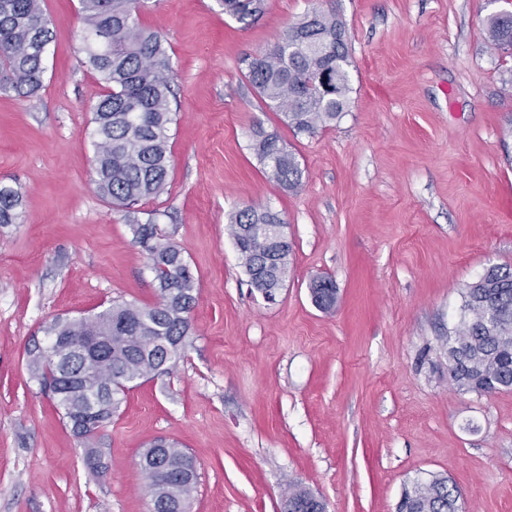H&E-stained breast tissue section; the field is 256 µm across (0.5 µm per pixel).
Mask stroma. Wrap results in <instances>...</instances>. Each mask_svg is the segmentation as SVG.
<instances>
[{"label":"stroma","instance_id":"35a3bbf8","mask_svg":"<svg viewBox=\"0 0 512 512\" xmlns=\"http://www.w3.org/2000/svg\"><path fill=\"white\" fill-rule=\"evenodd\" d=\"M335 11L348 106L294 134L242 75L312 7ZM53 31L37 97L0 94V512H150L142 452L158 439L197 464L191 512H282L288 487L326 512H397L438 475L466 512H512V390L478 396L448 374L461 293L512 266V56L490 16L512 0H266L241 23L218 0H144L176 73L161 241L181 249L198 302L184 353L134 383L97 434L103 470L31 378L52 320L158 288L125 214L96 189L93 109L106 88L83 51L79 0H44ZM276 133L303 171L275 185L251 130ZM277 211L292 244L275 302L249 284L229 213ZM338 291L332 312L313 279ZM21 205L18 189L0 184V224H13L17 219V209ZM310 292L316 306L324 312H331L336 306L337 290L335 284L327 278L314 279Z\"/></svg>","mask_w":512,"mask_h":512}]
</instances>
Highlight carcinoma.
I'll return each mask as SVG.
<instances>
[{
    "label": "carcinoma",
    "instance_id": "obj_1",
    "mask_svg": "<svg viewBox=\"0 0 512 512\" xmlns=\"http://www.w3.org/2000/svg\"><path fill=\"white\" fill-rule=\"evenodd\" d=\"M225 14L241 23L256 19L264 0H218ZM140 0H81L83 50L89 65L106 84V94L94 108L95 184L113 205L133 209L144 199L167 190L170 125L175 71L166 40L145 29L139 19ZM494 48H512V13L488 21ZM345 32L336 13L314 9L288 27L267 51L248 62L245 77L269 107L282 115L296 134H314L341 117L346 107L349 53L336 43ZM326 54L311 49L319 39ZM52 41L41 0H0V91L29 98L42 88L44 60ZM331 73L338 85L327 92L320 76ZM252 148L269 179L295 190L302 170L276 134L253 132ZM21 205L18 189L0 184V224H13ZM158 213L145 221L135 218L138 243L151 244V269L159 300L152 306L114 302L73 320H54L45 335L55 341L50 355L33 353L29 370L51 391L62 419L86 449L95 453L97 432L111 423L129 385L168 370L183 352L197 296L195 277L181 251L156 240ZM268 208L245 206L227 219L243 265L255 288L280 287L275 269L257 273L268 248L256 224H280ZM316 306L330 312L337 290L327 278L310 283ZM97 343L99 358L87 365L72 353L85 340ZM448 362L458 389L489 396L512 390V267L492 266L463 293L461 316L448 336ZM151 512H177L188 506L198 484L196 463L175 443L160 439L140 458ZM461 491L446 478L418 483L398 512H460ZM298 512H324L310 492L293 487L288 505Z\"/></svg>",
    "mask_w": 512,
    "mask_h": 512
}]
</instances>
